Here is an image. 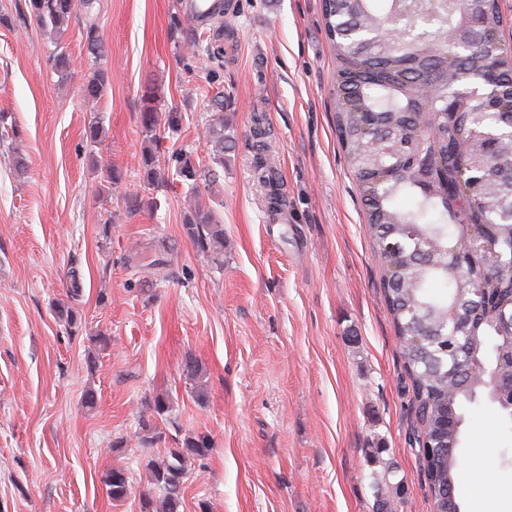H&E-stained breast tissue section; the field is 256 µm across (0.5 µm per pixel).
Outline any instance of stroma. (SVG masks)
I'll return each mask as SVG.
<instances>
[{
	"mask_svg": "<svg viewBox=\"0 0 512 512\" xmlns=\"http://www.w3.org/2000/svg\"><path fill=\"white\" fill-rule=\"evenodd\" d=\"M179 2L89 0L60 34L37 25L29 0H0V112L21 138L0 140V512H139L146 458L201 433L212 450L188 468L182 512H376L388 465L395 512H430L410 381L336 139L322 0H224L208 29ZM58 51L68 75L52 66ZM94 68L110 85L93 110L82 86ZM148 90L159 112L183 114L152 183ZM219 92L234 144L194 195L170 155L206 158ZM258 113L286 199L274 213L253 174ZM95 122L98 144L86 136ZM110 168L120 178L103 194ZM198 202L224 226L222 261L186 232ZM74 273L72 333L55 305ZM190 357L200 377L186 375ZM145 421L164 442L143 444ZM461 456V512H512V425L487 397L465 409ZM110 468L132 479L120 505L99 482Z\"/></svg>",
	"mask_w": 512,
	"mask_h": 512,
	"instance_id": "obj_1",
	"label": "stroma"
}]
</instances>
